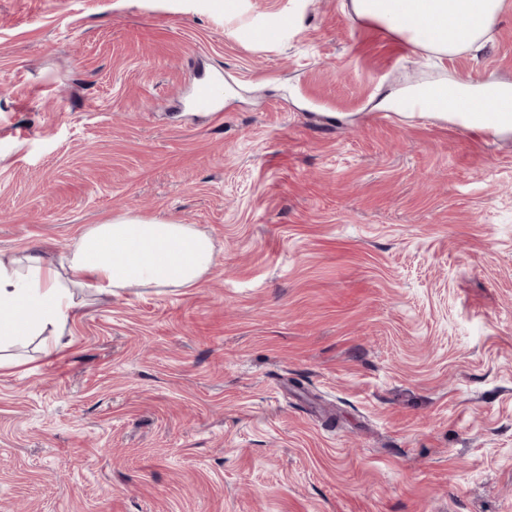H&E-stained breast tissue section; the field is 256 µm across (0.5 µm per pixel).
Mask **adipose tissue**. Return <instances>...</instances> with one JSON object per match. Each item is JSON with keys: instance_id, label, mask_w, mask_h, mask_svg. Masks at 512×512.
<instances>
[{"instance_id": "1", "label": "adipose tissue", "mask_w": 512, "mask_h": 512, "mask_svg": "<svg viewBox=\"0 0 512 512\" xmlns=\"http://www.w3.org/2000/svg\"><path fill=\"white\" fill-rule=\"evenodd\" d=\"M352 8L413 45L451 56L482 47L502 0H352ZM214 257L212 238L194 225L131 210L87 226L61 250L0 251V346L40 336L52 353L79 307L76 292L191 288Z\"/></svg>"}]
</instances>
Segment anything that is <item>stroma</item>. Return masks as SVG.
<instances>
[{"instance_id":"stroma-1","label":"stroma","mask_w":512,"mask_h":512,"mask_svg":"<svg viewBox=\"0 0 512 512\" xmlns=\"http://www.w3.org/2000/svg\"><path fill=\"white\" fill-rule=\"evenodd\" d=\"M1 78L0 250L132 209L216 258L0 354V512H512V130L398 109L512 84V0L448 57L351 0H0ZM475 88H482L481 86H475L471 83H463L458 80H450L448 84L436 87L433 92L440 91H459L464 94H471ZM508 94L509 98L511 95L512 101V87L510 86H487L482 88L481 96L485 97L486 103H494L499 95Z\"/></svg>"}]
</instances>
